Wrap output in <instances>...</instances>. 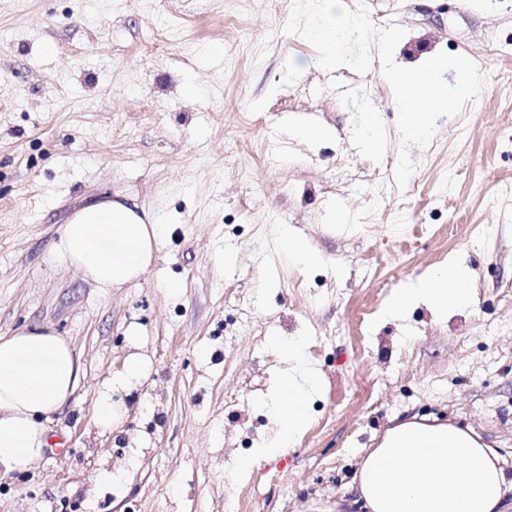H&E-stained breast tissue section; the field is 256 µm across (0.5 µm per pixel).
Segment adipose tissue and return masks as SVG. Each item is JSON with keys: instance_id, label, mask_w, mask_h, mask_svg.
I'll return each mask as SVG.
<instances>
[{"instance_id": "ef3b65f1", "label": "adipose tissue", "mask_w": 512, "mask_h": 512, "mask_svg": "<svg viewBox=\"0 0 512 512\" xmlns=\"http://www.w3.org/2000/svg\"><path fill=\"white\" fill-rule=\"evenodd\" d=\"M159 218L136 205L112 200L89 203L64 224L54 245L55 262L81 270L101 292L137 284L151 266L160 243ZM473 274L450 258L397 289L383 315L406 318L416 306L439 317L469 306ZM132 348L120 370L108 373L93 402V420L106 431L121 426L125 410L116 396L141 384L150 370L141 335L130 329ZM291 368L282 371L265 399L278 426L248 459L234 462L248 472L255 460L276 456L306 430L308 400L322 387L319 372L300 364V341L278 342ZM82 366L72 347L50 327L25 329L0 339V471L25 473L45 458L50 415L75 392ZM353 503L361 512H505L512 495L503 459L477 433L429 419L402 421L385 433L359 463Z\"/></svg>"}]
</instances>
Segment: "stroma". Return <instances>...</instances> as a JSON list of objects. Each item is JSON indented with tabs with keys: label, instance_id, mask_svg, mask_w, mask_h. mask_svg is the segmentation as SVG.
<instances>
[{
	"label": "stroma",
	"instance_id": "stroma-1",
	"mask_svg": "<svg viewBox=\"0 0 512 512\" xmlns=\"http://www.w3.org/2000/svg\"><path fill=\"white\" fill-rule=\"evenodd\" d=\"M366 4L376 25L406 28L399 65L444 51L487 77L412 148L402 190L380 61L322 69L281 31L291 0H0V337L52 327L83 371L51 417L62 448L0 478V512H334L362 456L417 414L473 426L512 477V205L499 201L512 185V0ZM369 111L375 150L359 136ZM294 115L329 137L299 139ZM130 198L163 223L139 284L104 294L52 262L76 209ZM284 220L319 265L284 257ZM451 255L474 275L469 307L382 319L396 288ZM133 326L152 370L105 432L96 387ZM274 337L302 339L324 386L285 469L261 459L242 475L233 461L276 433L262 404L287 366ZM103 467L124 470L108 490Z\"/></svg>",
	"mask_w": 512,
	"mask_h": 512
}]
</instances>
